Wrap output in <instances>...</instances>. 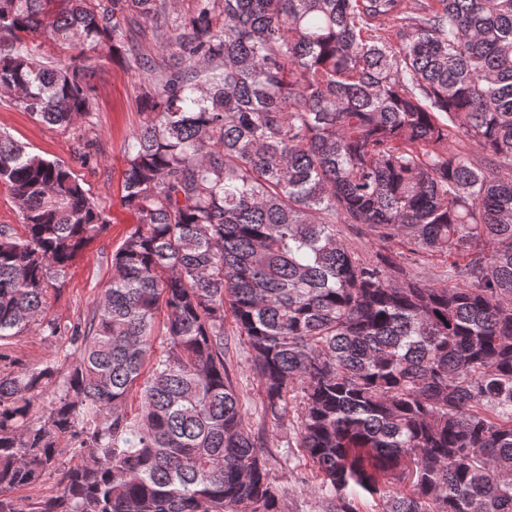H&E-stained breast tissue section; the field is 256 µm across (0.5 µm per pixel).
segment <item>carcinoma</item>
Masks as SVG:
<instances>
[{"label": "carcinoma", "mask_w": 512, "mask_h": 512, "mask_svg": "<svg viewBox=\"0 0 512 512\" xmlns=\"http://www.w3.org/2000/svg\"><path fill=\"white\" fill-rule=\"evenodd\" d=\"M47 2L0 0V87L66 128L103 48L148 75L120 198L136 228L92 313L46 319L49 280L109 220L0 133L22 220L0 225V512H288L231 336L264 417L294 414L325 512L361 491L381 512H512V0ZM339 224L448 256L456 284L361 259ZM25 333L61 352L20 365ZM42 42L40 52L47 61H51L58 65H68L71 62L73 52L66 45L54 42L50 37H42L41 40L35 41V44ZM232 347L234 352V378L237 381V386L243 394V408L246 411L255 431H257L263 423L257 380L249 369L250 361L247 360V350L245 346L237 344V354L235 352L234 345H232ZM237 361L238 365H236Z\"/></svg>", "instance_id": "obj_1"}]
</instances>
